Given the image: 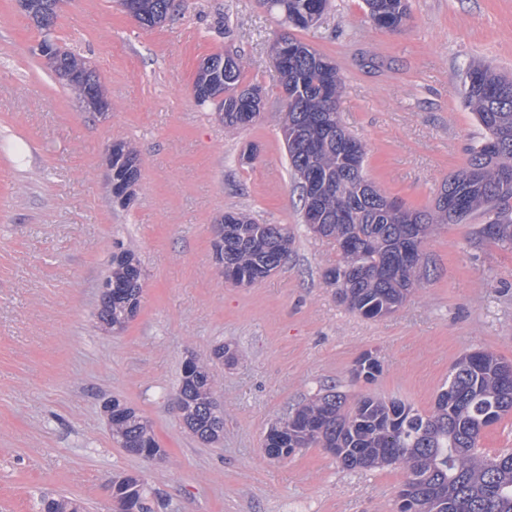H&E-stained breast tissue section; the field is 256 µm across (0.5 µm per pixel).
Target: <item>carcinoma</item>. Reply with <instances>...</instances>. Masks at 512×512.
<instances>
[{"label": "carcinoma", "instance_id": "1", "mask_svg": "<svg viewBox=\"0 0 512 512\" xmlns=\"http://www.w3.org/2000/svg\"><path fill=\"white\" fill-rule=\"evenodd\" d=\"M61 0H18L20 9L42 34L38 46L45 66L63 86L91 111V87L102 90L97 73L86 60L51 38ZM167 0H139L136 19L153 28L166 21ZM328 0H263L285 23L301 17L299 29L313 25L304 14H321ZM367 17L381 29L399 28L409 16L408 0H364ZM285 95L282 129L307 128L308 137L320 135L321 118L342 127L338 103L342 79L335 64L316 51L303 49L281 72ZM193 97L211 104L230 130L256 123L248 98L262 100L261 89L242 83L240 62L231 74L224 55L209 56L193 82ZM464 99L475 112L486 135L473 148L467 166L443 184L440 195L453 191L460 209L453 219L440 204L431 210H411L398 204L387 211L378 205L383 194L367 192L363 156L342 154L336 136L321 141L317 163L333 185L322 212L324 236L336 240L339 260L325 272L326 283L338 290L340 301L352 312L375 319L396 311L414 288L431 276L425 255L411 252L410 237H428L436 224H458L476 212L488 216L478 230L480 240L512 244V79L482 64L468 68ZM288 158L298 184L307 168L305 140L287 143ZM112 180L137 185L141 159L130 142L112 143L106 154ZM223 236L213 242L216 264L231 269L234 283L251 285L276 272L286 261L293 236L285 224H259L245 212H226L219 220ZM104 279L112 282V298L98 308L100 325L114 332L135 317L143 293L142 267L131 250L112 253ZM382 365L367 352L358 358L356 378L370 383ZM208 364L182 365L176 394L181 418L193 433L209 443L224 432V410L215 398ZM512 413V363L491 352L472 351L459 358L438 393L433 410L422 415L396 399L365 395L349 401L330 387L300 406L283 422L272 425L263 445L280 449L284 459L301 448H335L346 469L402 466L408 474L399 496L407 506L400 512H512V452L492 457L481 448L486 428ZM127 437L160 452L151 424L134 408H125L112 426V439ZM147 484L130 477L112 490L118 512H146ZM37 512H83L75 500L43 496Z\"/></svg>", "mask_w": 512, "mask_h": 512}]
</instances>
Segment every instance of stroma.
<instances>
[{"mask_svg":"<svg viewBox=\"0 0 512 512\" xmlns=\"http://www.w3.org/2000/svg\"><path fill=\"white\" fill-rule=\"evenodd\" d=\"M395 31L363 0H329L316 26L282 24L260 0H185L154 28L120 0H62L52 35L95 68L107 115L81 107L33 52L40 32L0 0V512H35L63 494L118 512L108 485L142 475L151 512H396L407 473L345 469L325 449L267 458L263 438L320 389L398 399L430 413L452 365L486 350L512 362V245L475 244L485 218L439 225L424 245L433 274L397 311L349 312L327 286L334 240L303 222L280 121L272 52L291 33L335 63L339 118L388 197L432 208L485 132L466 105L471 62L512 76V0H409ZM238 58L263 116L226 129L192 86L214 54ZM113 141L134 144L141 177L129 206L111 200ZM227 211L285 224L286 262L250 286L225 279L213 226ZM144 275L137 315L120 333L95 318L113 251ZM220 345L235 359L212 357ZM373 352L382 374L353 368ZM210 361L224 409L219 443L199 442L176 404L187 356ZM116 398L152 425L166 455L126 454L102 411Z\"/></svg>","mask_w":512,"mask_h":512,"instance_id":"obj_1","label":"stroma"}]
</instances>
